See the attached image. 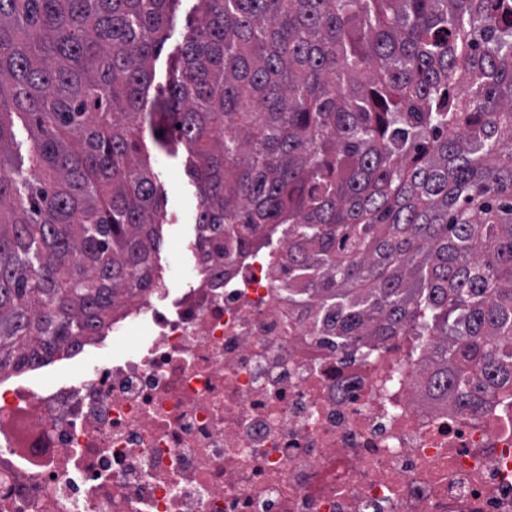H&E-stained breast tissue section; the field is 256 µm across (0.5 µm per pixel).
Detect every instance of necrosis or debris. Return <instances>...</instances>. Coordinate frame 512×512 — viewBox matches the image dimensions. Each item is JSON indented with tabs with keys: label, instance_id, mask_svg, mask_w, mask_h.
<instances>
[{
	"label": "necrosis or debris",
	"instance_id": "4bbe7bcc",
	"mask_svg": "<svg viewBox=\"0 0 512 512\" xmlns=\"http://www.w3.org/2000/svg\"><path fill=\"white\" fill-rule=\"evenodd\" d=\"M285 247L196 258L0 376V512H512V406L432 395L424 338L348 356L289 307Z\"/></svg>",
	"mask_w": 512,
	"mask_h": 512
}]
</instances>
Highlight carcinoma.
<instances>
[{
    "mask_svg": "<svg viewBox=\"0 0 512 512\" xmlns=\"http://www.w3.org/2000/svg\"><path fill=\"white\" fill-rule=\"evenodd\" d=\"M180 2L0 0V372L160 280L149 118L205 257L283 234L342 348L433 336L429 388L512 400V0H196L151 99Z\"/></svg>",
    "mask_w": 512,
    "mask_h": 512,
    "instance_id": "obj_1",
    "label": "carcinoma"
}]
</instances>
